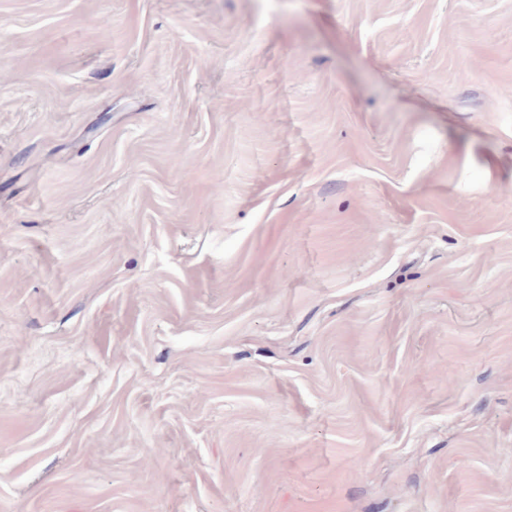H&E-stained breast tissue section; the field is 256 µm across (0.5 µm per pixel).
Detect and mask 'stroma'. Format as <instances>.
<instances>
[{
    "label": "stroma",
    "instance_id": "stroma-1",
    "mask_svg": "<svg viewBox=\"0 0 512 512\" xmlns=\"http://www.w3.org/2000/svg\"><path fill=\"white\" fill-rule=\"evenodd\" d=\"M0 512H512V0H0Z\"/></svg>",
    "mask_w": 512,
    "mask_h": 512
}]
</instances>
